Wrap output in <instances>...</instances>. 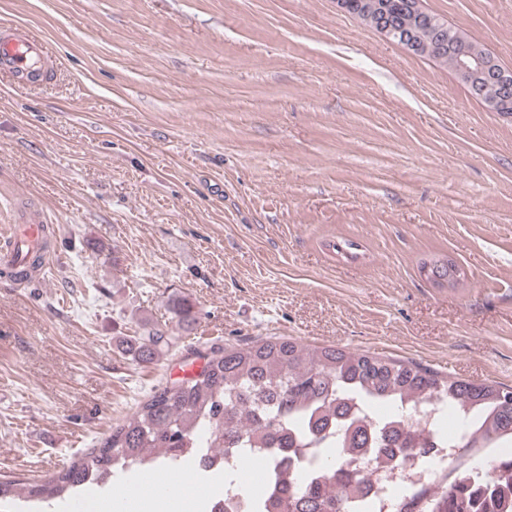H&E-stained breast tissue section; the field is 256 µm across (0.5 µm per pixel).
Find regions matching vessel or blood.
<instances>
[{"label": "vessel or blood", "instance_id": "b4317fda", "mask_svg": "<svg viewBox=\"0 0 512 512\" xmlns=\"http://www.w3.org/2000/svg\"><path fill=\"white\" fill-rule=\"evenodd\" d=\"M46 57L42 41L16 28L0 33V73L10 76L16 85L25 87L40 82L45 73ZM48 229L39 212H26L8 228L13 245L0 253V267L7 270L17 268L25 258L26 248Z\"/></svg>", "mask_w": 512, "mask_h": 512}]
</instances>
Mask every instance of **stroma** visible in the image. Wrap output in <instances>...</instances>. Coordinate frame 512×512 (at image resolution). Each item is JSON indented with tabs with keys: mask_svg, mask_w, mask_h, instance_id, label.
<instances>
[{
	"mask_svg": "<svg viewBox=\"0 0 512 512\" xmlns=\"http://www.w3.org/2000/svg\"><path fill=\"white\" fill-rule=\"evenodd\" d=\"M512 67V0H424ZM53 62L0 74V476L95 447L211 345L287 336L512 386V118L336 0H0ZM454 258L457 286L420 270ZM191 298L150 364L122 342ZM48 229L46 219L39 212H26L19 221L8 228V235L14 243L1 254V266L8 271L17 268L26 258L25 249L28 248L31 251L30 243L47 233ZM194 309L195 305L188 297H178L172 300L168 308L171 322H174L178 329L189 332L195 321Z\"/></svg>",
	"mask_w": 512,
	"mask_h": 512,
	"instance_id": "35a3bbf8",
	"label": "stroma"
}]
</instances>
